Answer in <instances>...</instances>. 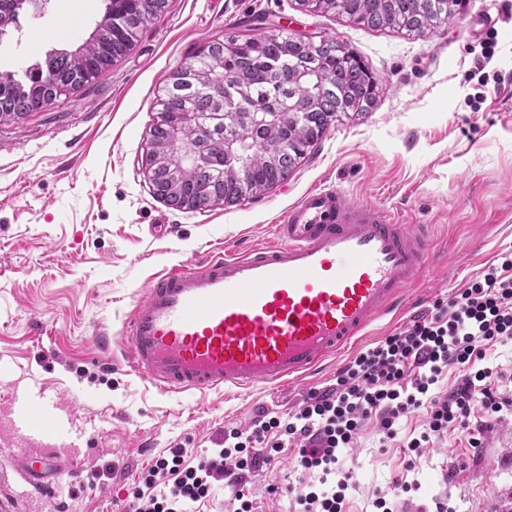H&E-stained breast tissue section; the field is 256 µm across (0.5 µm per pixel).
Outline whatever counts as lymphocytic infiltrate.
Listing matches in <instances>:
<instances>
[{
  "mask_svg": "<svg viewBox=\"0 0 512 512\" xmlns=\"http://www.w3.org/2000/svg\"><path fill=\"white\" fill-rule=\"evenodd\" d=\"M512 340V254L489 266L448 303H435L410 323L360 352L340 368L334 383L312 389L293 410L263 408L247 429L231 428L205 455L176 445L154 455L133 481L130 512H195L218 488L234 489L230 512H254L244 493L250 481L269 478L278 454L298 451L302 471L337 475L328 490L302 483L287 487L293 512H343L352 478L342 458L363 426L376 420L387 439L399 420L425 409L419 437L406 444L410 455L445 437L450 425L473 427L469 445H482L484 425L471 416L501 412L493 369L484 367L489 345ZM459 374L449 390L438 387L448 369Z\"/></svg>",
  "mask_w": 512,
  "mask_h": 512,
  "instance_id": "lymphocytic-infiltrate-1",
  "label": "lymphocytic infiltrate"
}]
</instances>
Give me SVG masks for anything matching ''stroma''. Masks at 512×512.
Segmentation results:
<instances>
[{
	"label": "stroma",
	"mask_w": 512,
	"mask_h": 512,
	"mask_svg": "<svg viewBox=\"0 0 512 512\" xmlns=\"http://www.w3.org/2000/svg\"><path fill=\"white\" fill-rule=\"evenodd\" d=\"M105 0H48L43 17L21 13L0 39V68L14 70L54 48L75 49ZM304 29L333 39L369 65L378 89L363 115L336 121L282 183L238 205L177 211L144 175L147 133L159 88L196 47L225 33ZM494 53L474 67L486 43ZM340 186L349 198L387 205L428 225L445 244L397 320L378 321L336 360L278 392L159 393L120 359L97 350L119 341L125 316L150 275L212 251L273 243L272 227L306 191ZM173 225L159 236L157 227ZM512 253V0H462L455 18L416 35L373 31L298 0H168L134 48L92 84L23 119L0 124V507L5 512H123L126 485L153 453L176 444L204 454L225 428L245 426L263 407L285 410L371 344L439 301H449L486 265ZM507 406L472 452L455 428L409 460L402 444L368 422L344 457L352 475L346 512L405 476L421 484L417 504L447 499L454 512H512V341L491 346ZM57 398L69 435L27 443L14 427L19 390ZM49 457L61 469L29 488L15 454ZM460 469L452 483L450 462ZM414 470H407V463ZM116 478L89 484L92 467Z\"/></svg>",
	"instance_id": "stroma-1"
}]
</instances>
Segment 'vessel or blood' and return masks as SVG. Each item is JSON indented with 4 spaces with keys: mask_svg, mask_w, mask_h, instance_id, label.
<instances>
[{
    "mask_svg": "<svg viewBox=\"0 0 512 512\" xmlns=\"http://www.w3.org/2000/svg\"><path fill=\"white\" fill-rule=\"evenodd\" d=\"M277 245L213 253L151 275L124 321L123 356L163 393L267 389L301 379L379 318L398 315L429 270L435 241L401 215L325 185L276 225ZM17 430L55 399L14 396Z\"/></svg>",
    "mask_w": 512,
    "mask_h": 512,
    "instance_id": "obj_1",
    "label": "vessel or blood"
}]
</instances>
